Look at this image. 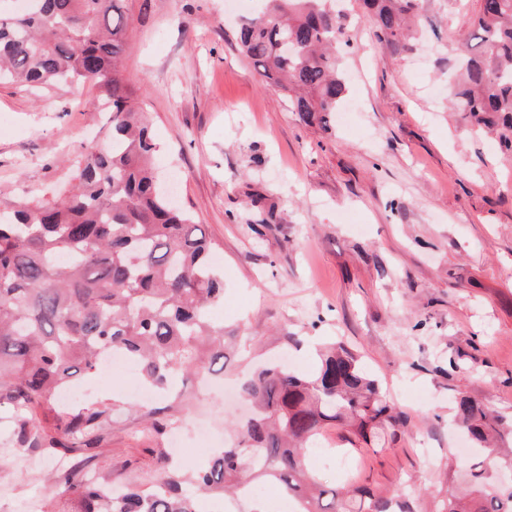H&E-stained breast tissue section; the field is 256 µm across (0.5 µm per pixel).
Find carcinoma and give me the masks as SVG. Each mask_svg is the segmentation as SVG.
Returning a JSON list of instances; mask_svg holds the SVG:
<instances>
[{"label":"carcinoma","mask_w":512,"mask_h":512,"mask_svg":"<svg viewBox=\"0 0 512 512\" xmlns=\"http://www.w3.org/2000/svg\"><path fill=\"white\" fill-rule=\"evenodd\" d=\"M329 0H270L246 20L237 43L272 86L288 94L305 122L325 125L346 91L337 59L349 44L347 15ZM377 37L399 42L419 0H362ZM472 31L454 35L458 66L450 109L500 126L512 144V0H481ZM123 0H26L0 14V79L31 86L92 83L109 113L105 149L85 146L69 195L52 203L0 205V404L21 442L68 457L91 444L109 408H64L59 395L110 354L142 365L164 391L179 374L207 377L224 361V325L210 306L224 299L212 266L219 244L158 186V144L136 107L121 53ZM253 411L233 421L234 439L184 478L159 453V481L145 489L56 472V512H198L203 496L237 495L256 480L277 484L297 512H410L399 496L327 488L306 465L307 448L331 427L383 448L406 425L377 382L344 346L320 355L318 371L264 367L241 385ZM455 421L476 445L512 443V423L462 395ZM497 449L471 463L464 484L437 512H512V484L494 477Z\"/></svg>","instance_id":"1"}]
</instances>
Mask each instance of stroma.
Wrapping results in <instances>:
<instances>
[{
  "mask_svg": "<svg viewBox=\"0 0 512 512\" xmlns=\"http://www.w3.org/2000/svg\"><path fill=\"white\" fill-rule=\"evenodd\" d=\"M264 0H123L124 74L160 150L155 165L220 251L224 299L216 320L239 331L224 382L238 384L259 359L285 357L316 372V350H356L407 417L387 448L351 445L343 429L319 446L335 463L309 462L326 484L391 496L412 490L411 512H435L469 444L453 424L469 396L512 420V150L466 112L448 107L450 41L480 0H421L419 43L380 42L358 0H346L351 44L340 55L349 119L303 123L287 97L266 85L237 45L242 20ZM106 114L96 86L31 88L0 83V190L10 198L57 199L82 147L103 143ZM137 371L82 380L85 402L110 404L97 440L70 459L122 486L152 485L167 450L186 471L197 448L179 437L210 428L230 438L231 401L194 378L193 398L171 415L158 393L146 408L129 394ZM172 419L164 436L142 416ZM0 408V512H51L55 463L12 439Z\"/></svg>",
  "mask_w": 512,
  "mask_h": 512,
  "instance_id": "obj_1",
  "label": "stroma"
}]
</instances>
